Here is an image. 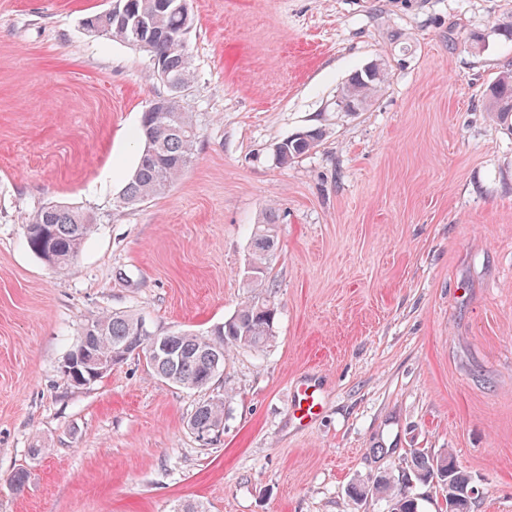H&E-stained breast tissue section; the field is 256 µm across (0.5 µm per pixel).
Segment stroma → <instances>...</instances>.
Wrapping results in <instances>:
<instances>
[{"label":"stroma","instance_id":"1","mask_svg":"<svg viewBox=\"0 0 512 512\" xmlns=\"http://www.w3.org/2000/svg\"><path fill=\"white\" fill-rule=\"evenodd\" d=\"M112 3L0 0V512H388L352 497L379 474L446 512L441 485L413 478L420 452L453 453L474 512H512V132L486 109L512 70V0H191L195 154L135 206L119 197L140 118L169 90L142 50L86 31ZM375 62L382 90L337 111ZM51 201L96 218L68 269L26 244ZM270 206L266 346L233 347L202 390L137 354L66 381L96 315L157 335L233 317ZM305 378L322 391L307 426L290 414ZM212 398L224 424L202 440L189 419ZM314 129L313 131H315ZM309 131L311 134L312 143L303 142L295 139V137L302 136L303 133L298 134L295 137L288 138L280 143L279 149L280 153L277 157L279 165H288L293 162L294 159L299 158L300 156L309 152L316 144V142L321 137V133Z\"/></svg>","mask_w":512,"mask_h":512}]
</instances>
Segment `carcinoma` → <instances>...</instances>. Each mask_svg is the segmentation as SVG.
Here are the masks:
<instances>
[{
	"label": "carcinoma",
	"mask_w": 512,
	"mask_h": 512,
	"mask_svg": "<svg viewBox=\"0 0 512 512\" xmlns=\"http://www.w3.org/2000/svg\"><path fill=\"white\" fill-rule=\"evenodd\" d=\"M138 19L129 26L112 20L102 29L103 35L127 43L137 25L146 29L143 51L149 57L164 59L173 86L184 89L191 82V60L184 47L185 36L193 24L174 8L161 10L157 0H132ZM385 82V69L375 66L374 74L365 70L355 72L342 88V95L362 111L368 101ZM487 110L497 120L512 129V72H504L489 87ZM139 137L146 151L122 194L125 205L133 206L165 193L192 162L197 129L190 113L181 101H176L169 112H145L141 118ZM321 134L311 133V142L288 138L280 143L278 164L287 165L306 154ZM94 217L78 207L54 204L38 209L26 224V242L29 249L45 263L65 268L74 263L82 245L93 233ZM277 246L274 211L268 209L256 225L251 239L250 268L255 278L251 287L262 288L266 280L267 259ZM276 311L269 302L256 294L249 298L236 315L211 330L203 338L194 333H173L168 339L169 351L158 357L147 358L153 372L160 378L188 389H203L224 369V359L214 362L213 353H226L234 346L264 347L274 333ZM96 339L94 349L103 357L130 345L138 337L153 335L145 323L131 314H102L86 323ZM224 420V402L207 400L199 404L190 419L191 430L219 427ZM414 477L422 483L441 482L448 497L456 503L457 512H471L466 501L469 475L460 468L451 453L439 456L418 454L412 460ZM376 495L391 502L390 512H421L418 498L410 488L397 486L386 475L376 477L372 484L356 491L357 498Z\"/></svg>",
	"instance_id": "cac0c4a2"
}]
</instances>
